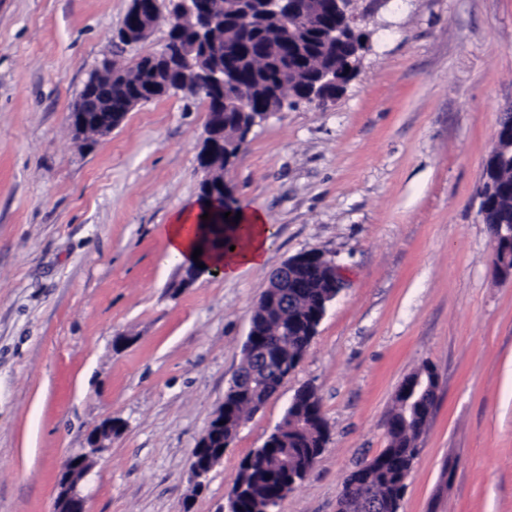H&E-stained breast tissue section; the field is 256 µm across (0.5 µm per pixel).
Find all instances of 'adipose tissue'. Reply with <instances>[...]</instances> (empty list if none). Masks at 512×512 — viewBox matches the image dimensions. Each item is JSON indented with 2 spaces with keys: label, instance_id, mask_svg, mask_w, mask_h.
I'll return each instance as SVG.
<instances>
[{
  "label": "adipose tissue",
  "instance_id": "ef3b65f1",
  "mask_svg": "<svg viewBox=\"0 0 512 512\" xmlns=\"http://www.w3.org/2000/svg\"><path fill=\"white\" fill-rule=\"evenodd\" d=\"M203 231L200 212L187 209L177 213L171 223L162 228L168 256L187 264L192 263L194 257H201L202 261L216 267L227 278L264 263L271 234L264 213L243 212L240 240L231 251H201Z\"/></svg>",
  "mask_w": 512,
  "mask_h": 512
}]
</instances>
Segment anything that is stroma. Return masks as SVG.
I'll list each match as a JSON object with an SVG mask.
<instances>
[{
    "label": "stroma",
    "mask_w": 512,
    "mask_h": 512,
    "mask_svg": "<svg viewBox=\"0 0 512 512\" xmlns=\"http://www.w3.org/2000/svg\"><path fill=\"white\" fill-rule=\"evenodd\" d=\"M130 0H0V512H54L87 456V512H224L242 460L315 388L329 439L278 512H336L388 446L403 380L440 388L399 512H512V282L495 277L483 166L512 106V0H358L369 35L335 104L254 127L225 173L272 228L261 267L182 285L161 229L201 203L205 102L136 106L82 148L69 120ZM315 250L344 286L280 391L203 482L192 453L271 274ZM123 421L95 449L96 430ZM86 462L85 456L68 458L63 462L58 477L59 491L54 512H87L85 500L76 492V486L78 481L85 476L88 468L83 470L80 479L74 480L71 476L72 471L79 470Z\"/></svg>",
    "instance_id": "stroma-1"
}]
</instances>
